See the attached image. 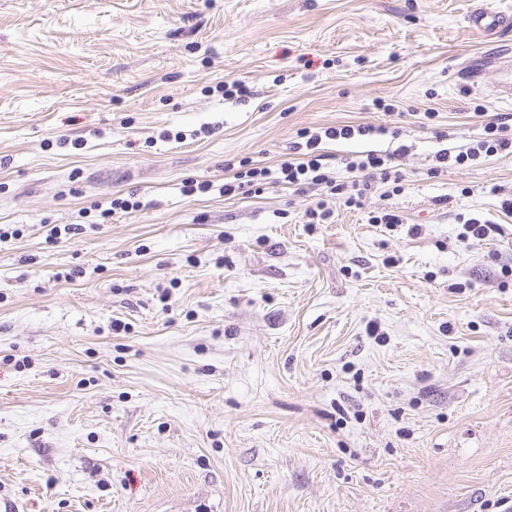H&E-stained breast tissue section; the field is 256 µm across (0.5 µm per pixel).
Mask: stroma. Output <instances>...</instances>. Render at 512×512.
<instances>
[{
	"instance_id": "stroma-1",
	"label": "stroma",
	"mask_w": 512,
	"mask_h": 512,
	"mask_svg": "<svg viewBox=\"0 0 512 512\" xmlns=\"http://www.w3.org/2000/svg\"><path fill=\"white\" fill-rule=\"evenodd\" d=\"M477 5L512 10L0 0V512L512 507V155L430 174L475 108L512 113V31L473 32ZM359 123L409 144L400 194L310 225L315 194L217 191L225 161ZM472 217L500 235L461 242Z\"/></svg>"
}]
</instances>
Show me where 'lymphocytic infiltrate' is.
<instances>
[{
    "instance_id": "f902f5d3",
    "label": "lymphocytic infiltrate",
    "mask_w": 512,
    "mask_h": 512,
    "mask_svg": "<svg viewBox=\"0 0 512 512\" xmlns=\"http://www.w3.org/2000/svg\"><path fill=\"white\" fill-rule=\"evenodd\" d=\"M389 132V127L373 124L301 129L289 153L275 168L255 166L252 160L246 158L237 163L225 162L227 176L220 191L228 197L258 196L266 183L272 181L301 191L310 189L325 196L342 197L349 207L359 205L361 198L376 186L398 183L399 177L392 170L391 163L408 152V145H399L386 154L369 151L349 158L345 163L347 172L353 175L349 181L329 175L321 145L326 140L374 138L388 135ZM484 132L483 139L477 142L438 150L434 173H442L451 164L462 165L502 152L512 154V113L490 115L484 124Z\"/></svg>"
}]
</instances>
